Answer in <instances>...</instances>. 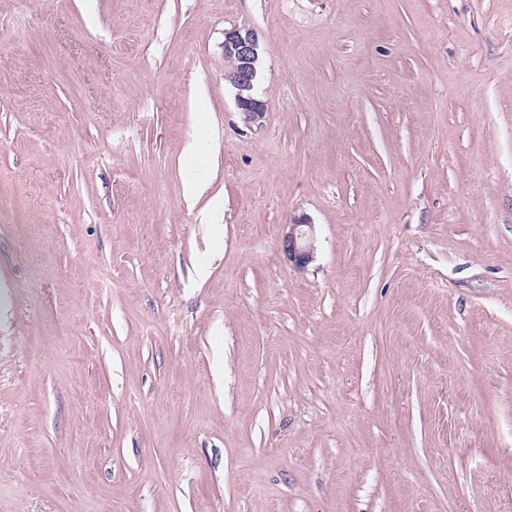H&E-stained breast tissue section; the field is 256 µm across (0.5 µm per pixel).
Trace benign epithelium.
I'll return each instance as SVG.
<instances>
[{
	"instance_id": "benign-epithelium-1",
	"label": "benign epithelium",
	"mask_w": 512,
	"mask_h": 512,
	"mask_svg": "<svg viewBox=\"0 0 512 512\" xmlns=\"http://www.w3.org/2000/svg\"><path fill=\"white\" fill-rule=\"evenodd\" d=\"M224 56L232 59L233 69L226 78L236 87V102L243 121L249 125L262 118L266 112L265 102L254 96L258 77L259 39L251 30H232L224 33ZM283 256L298 269L305 268L314 259L313 225L298 218L284 225L282 237Z\"/></svg>"
}]
</instances>
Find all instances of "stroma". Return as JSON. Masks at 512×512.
Instances as JSON below:
<instances>
[{"mask_svg":"<svg viewBox=\"0 0 512 512\" xmlns=\"http://www.w3.org/2000/svg\"><path fill=\"white\" fill-rule=\"evenodd\" d=\"M0 281V512H512V0H0ZM224 56L228 72L226 78L236 87V102L245 124L250 125L266 112L265 102L254 96L258 77L259 39L252 30L224 32ZM232 59V60H231ZM234 62V63H233ZM234 65V67H233ZM282 242L283 256L294 267L303 269L313 261V224L305 218L284 224Z\"/></svg>","mask_w":512,"mask_h":512,"instance_id":"1","label":"stroma"}]
</instances>
